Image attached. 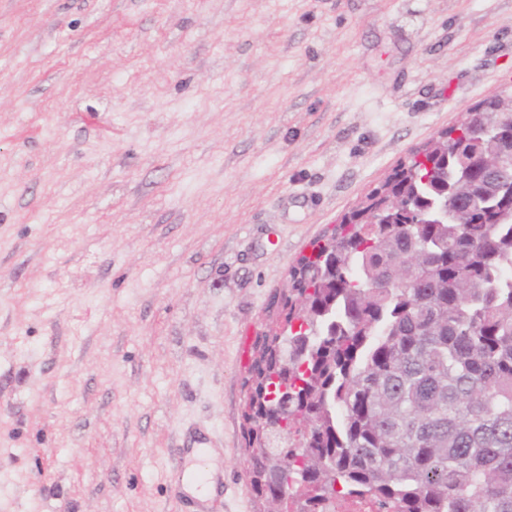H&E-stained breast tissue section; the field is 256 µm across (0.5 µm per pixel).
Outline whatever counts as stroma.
<instances>
[{"mask_svg": "<svg viewBox=\"0 0 512 512\" xmlns=\"http://www.w3.org/2000/svg\"><path fill=\"white\" fill-rule=\"evenodd\" d=\"M512 89V0H0V512H268L246 381L310 244Z\"/></svg>", "mask_w": 512, "mask_h": 512, "instance_id": "35a3bbf8", "label": "stroma"}]
</instances>
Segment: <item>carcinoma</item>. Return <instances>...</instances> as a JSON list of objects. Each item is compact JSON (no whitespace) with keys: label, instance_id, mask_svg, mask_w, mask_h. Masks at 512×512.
<instances>
[{"label":"carcinoma","instance_id":"cac0c4a2","mask_svg":"<svg viewBox=\"0 0 512 512\" xmlns=\"http://www.w3.org/2000/svg\"><path fill=\"white\" fill-rule=\"evenodd\" d=\"M459 130L386 178L403 195L396 223L345 215L292 267L280 306L310 343L285 362L274 336L254 367L276 390L246 403V445L260 420L288 427V443L248 457L257 498L512 512V170L482 165L512 125L485 112ZM445 204L461 222L437 223Z\"/></svg>","mask_w":512,"mask_h":512}]
</instances>
